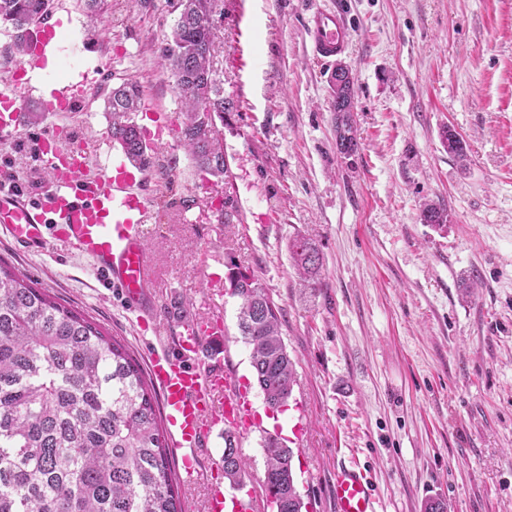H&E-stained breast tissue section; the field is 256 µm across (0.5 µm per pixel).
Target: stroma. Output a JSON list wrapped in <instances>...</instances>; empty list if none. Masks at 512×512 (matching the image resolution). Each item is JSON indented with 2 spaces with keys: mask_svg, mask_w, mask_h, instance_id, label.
<instances>
[{
  "mask_svg": "<svg viewBox=\"0 0 512 512\" xmlns=\"http://www.w3.org/2000/svg\"><path fill=\"white\" fill-rule=\"evenodd\" d=\"M322 0H222L215 66L225 97L219 135L224 180L201 181L167 132L165 178H153L147 251L162 315L217 313L227 365L248 379L263 428L240 442L257 512L262 433L302 422L292 465L303 512H334L337 466L358 465L376 489V512H512V0H337L350 25L341 58L356 77L360 147L336 151L328 64L312 56L307 20ZM177 0H112L102 39L87 34L84 0H65L51 71L55 82L98 69L99 84L70 112L25 97L41 118L0 138V179L28 194L49 184L37 134L69 126L99 156L109 141L103 93L140 84L136 122L177 117L180 102L161 49ZM464 140L450 154L441 132ZM232 199L239 221L204 217ZM447 208L445 228L422 223L423 204ZM323 257L314 287H301L290 238ZM0 258L91 317L140 364L153 350L89 259L62 243L31 252L0 231ZM254 273L282 310L297 383L271 416L251 380L228 263Z\"/></svg>",
  "mask_w": 512,
  "mask_h": 512,
  "instance_id": "obj_1",
  "label": "stroma"
}]
</instances>
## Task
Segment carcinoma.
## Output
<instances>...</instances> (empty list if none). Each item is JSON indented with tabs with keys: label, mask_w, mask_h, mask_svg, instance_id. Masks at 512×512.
Masks as SVG:
<instances>
[{
	"label": "carcinoma",
	"mask_w": 512,
	"mask_h": 512,
	"mask_svg": "<svg viewBox=\"0 0 512 512\" xmlns=\"http://www.w3.org/2000/svg\"><path fill=\"white\" fill-rule=\"evenodd\" d=\"M47 0H0V26L24 53ZM221 0H178L179 17L162 47L182 104L178 139L201 179H223L228 169L219 133L199 138L201 116L224 121L235 103L224 97L213 70L214 17ZM334 102L336 151L359 148L353 119L356 87L348 77ZM141 91L132 82L105 99L109 133L135 166L165 175L134 120ZM448 152L465 156L466 144L445 128ZM420 221L443 228L448 212L422 205ZM288 253L302 282L316 283L322 257L315 243L296 235ZM232 295L240 299L238 327L250 366L269 409L288 404L296 369L282 337L280 308L260 280L228 266ZM263 486L276 512H302L292 467L293 451L277 435L262 438ZM224 478L235 486L247 462L225 438ZM0 512H182L155 388L114 337L80 311L59 302L18 270L0 261Z\"/></svg>",
	"instance_id": "carcinoma-1"
}]
</instances>
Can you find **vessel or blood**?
I'll use <instances>...</instances> for the list:
<instances>
[{
    "label": "vessel or blood",
    "instance_id": "b4317fda",
    "mask_svg": "<svg viewBox=\"0 0 512 512\" xmlns=\"http://www.w3.org/2000/svg\"><path fill=\"white\" fill-rule=\"evenodd\" d=\"M313 56L335 62L350 47V31L340 9L323 6L312 12L306 28ZM55 30L44 22L31 41L24 67L41 69ZM85 81L58 85L51 111L68 112L85 98ZM23 103L15 91H0V134L18 133ZM38 153L53 173L48 187L28 197L0 180V230L32 252L60 241L88 258L104 287L114 289L135 312L140 330L156 328L149 290L155 270L147 252L144 224L152 219L153 201L140 171L119 155L98 168L88 163L85 138L75 130L52 131L36 141ZM224 340L217 324L188 317L174 324L154 347L148 368L157 385L170 448L182 479L192 484L205 475L199 462L212 431L238 428L251 414V402L236 376L223 369ZM336 512H375V497L365 473L342 466L332 482ZM206 512H254L251 497H227L224 485L207 483Z\"/></svg>",
    "mask_w": 512,
    "mask_h": 512
}]
</instances>
